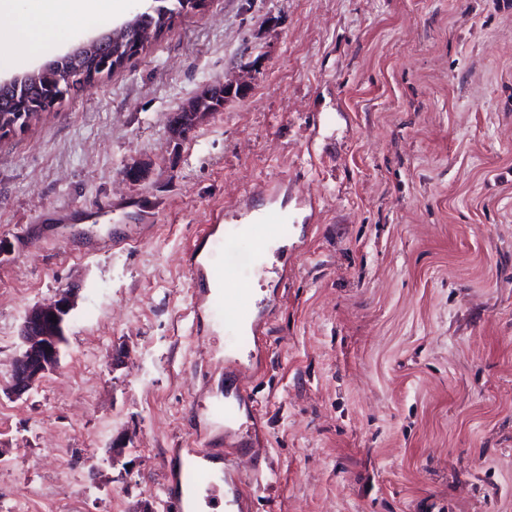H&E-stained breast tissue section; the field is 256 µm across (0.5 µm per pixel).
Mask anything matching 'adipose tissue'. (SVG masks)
Wrapping results in <instances>:
<instances>
[{
	"label": "adipose tissue",
	"instance_id": "ef3b65f1",
	"mask_svg": "<svg viewBox=\"0 0 512 512\" xmlns=\"http://www.w3.org/2000/svg\"><path fill=\"white\" fill-rule=\"evenodd\" d=\"M122 0H0V68L9 64L5 45L49 53L52 34L64 19L75 22L121 13Z\"/></svg>",
	"mask_w": 512,
	"mask_h": 512
}]
</instances>
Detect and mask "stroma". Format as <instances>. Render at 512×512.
I'll return each instance as SVG.
<instances>
[{"label":"stroma","instance_id":"obj_1","mask_svg":"<svg viewBox=\"0 0 512 512\" xmlns=\"http://www.w3.org/2000/svg\"><path fill=\"white\" fill-rule=\"evenodd\" d=\"M245 197L286 241L241 341L259 459L206 410L237 383L184 270ZM0 240V512H180L190 448L237 459L250 512H512V0H205L0 137ZM68 284L58 369L10 397L26 310Z\"/></svg>","mask_w":512,"mask_h":512}]
</instances>
